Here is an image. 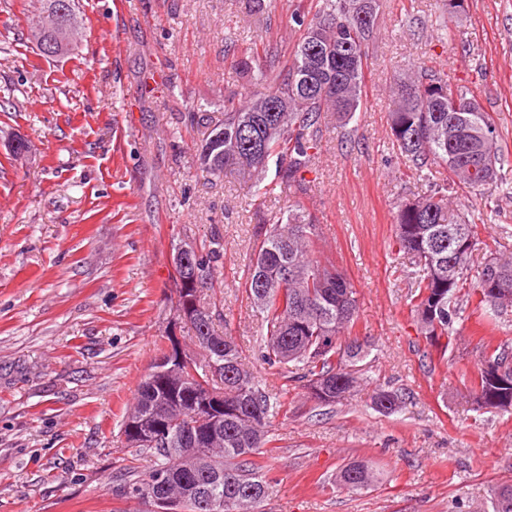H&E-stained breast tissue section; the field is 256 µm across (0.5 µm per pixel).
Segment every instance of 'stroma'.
Returning <instances> with one entry per match:
<instances>
[{"label": "stroma", "mask_w": 512, "mask_h": 512, "mask_svg": "<svg viewBox=\"0 0 512 512\" xmlns=\"http://www.w3.org/2000/svg\"><path fill=\"white\" fill-rule=\"evenodd\" d=\"M321 0H76L68 53L30 40L41 0H0V512H146L112 486L133 457L121 433L138 385L178 340L198 348L174 309L173 247L219 240L207 300L268 388L281 392L263 462L276 485L264 512H484L512 483V414L473 412L467 388L480 342L512 344L464 310L439 354L417 336L411 265L393 246L400 201L429 186L394 163L388 125L395 74L425 66L469 87L495 117L512 157V0H466L461 41H440L441 0H381L354 121L324 133L307 195L254 197L247 173H201L207 136L184 114L249 88L239 67L264 43L281 60ZM28 150L11 160L8 135ZM301 201L315 217L316 255L351 281L352 335L373 345L368 383L334 406L307 399L260 359L258 319L244 284L260 227ZM458 209L485 220V252L512 255V196L468 195ZM405 393L401 411L371 407L376 386ZM372 461L378 480L333 487L347 462Z\"/></svg>", "instance_id": "stroma-1"}]
</instances>
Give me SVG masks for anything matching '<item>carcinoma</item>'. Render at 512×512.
<instances>
[{"instance_id":"carcinoma-1","label":"carcinoma","mask_w":512,"mask_h":512,"mask_svg":"<svg viewBox=\"0 0 512 512\" xmlns=\"http://www.w3.org/2000/svg\"><path fill=\"white\" fill-rule=\"evenodd\" d=\"M352 2L322 0L318 20L306 28L292 62L278 66L256 56L249 71L259 89L239 106L233 96L224 100V121L197 148L202 171L219 177L227 166H243L256 174L258 197L282 185L307 192L302 173L313 165L323 128L350 123L361 106L380 0H366L363 19L351 14ZM271 103L288 104L273 124ZM246 119L248 136L242 130ZM388 120L404 165L420 177L434 165L448 171L430 194L401 203L393 238L414 268L412 323L427 344L444 353L463 305L475 302V311L493 328L512 307V257H493V275L485 263L474 266L482 244L479 224L453 208L451 196L493 195L512 187V169L505 168L496 121L474 92L424 67L393 79ZM271 164L275 177L268 182ZM317 238V225L304 209L288 210L285 223L272 225L257 240L245 289L260 319L263 364L301 383L316 404L333 406L361 386L372 345L345 335L358 312L356 290L344 274L314 257ZM212 244L185 265L180 255L193 245L175 247V311L183 313L200 355L183 366L174 347L163 353L171 370L139 384L122 433L126 447L149 457L150 464L124 468L115 495L154 507L168 499L177 512H262L273 480L255 457L270 442L283 403L279 393L261 386L234 337L215 329L204 297L220 257L219 242ZM469 397L479 409L512 412L511 346H481ZM402 404L396 390L379 389L372 399L383 415ZM375 480L371 463L349 461L333 483L357 492ZM491 509L512 512V483L492 490Z\"/></svg>"}]
</instances>
